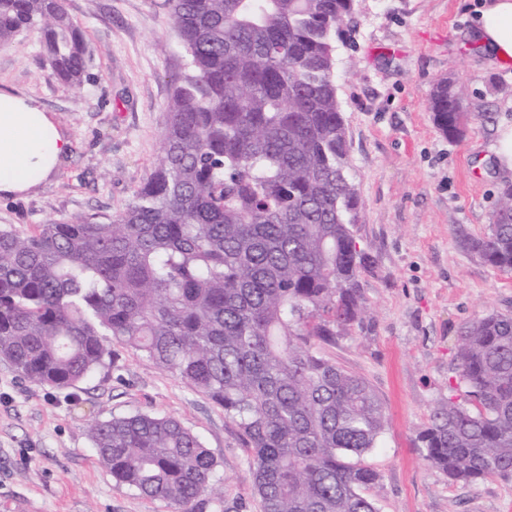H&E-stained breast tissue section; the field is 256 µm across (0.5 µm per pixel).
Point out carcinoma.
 I'll return each instance as SVG.
<instances>
[{
  "label": "carcinoma",
  "mask_w": 512,
  "mask_h": 512,
  "mask_svg": "<svg viewBox=\"0 0 512 512\" xmlns=\"http://www.w3.org/2000/svg\"><path fill=\"white\" fill-rule=\"evenodd\" d=\"M188 56L174 84L161 155L125 210L0 225V361L41 387L72 388L134 349L224 408L252 461L263 512H378L376 448L385 408L372 386L326 357L366 315L370 264L353 226L359 197L336 86V34L353 0H167ZM40 35L70 87L93 50L66 0H0V46ZM463 91L437 84L431 109L463 135ZM512 272V185L489 231L469 243ZM464 385L417 434L452 482L512 472V315L460 330ZM97 460L119 486L198 512L224 498L216 461L177 419L95 422Z\"/></svg>",
  "instance_id": "1"
}]
</instances>
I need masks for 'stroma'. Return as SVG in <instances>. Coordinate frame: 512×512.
Masks as SVG:
<instances>
[{"mask_svg": "<svg viewBox=\"0 0 512 512\" xmlns=\"http://www.w3.org/2000/svg\"><path fill=\"white\" fill-rule=\"evenodd\" d=\"M481 0H355L336 40V84L360 198L354 234L370 255L361 274L367 315L329 355L366 378L385 404L379 448L360 460L378 478L379 512H512V473L464 485L424 457L416 436L448 396L461 325L512 314V273L468 243L487 233L512 172L494 168L497 130L512 126V66L489 64L471 36ZM95 48L91 78L69 89L43 63L36 33L0 47V91L34 100L69 138L65 162L23 196L0 195V225L121 212L161 154L167 103L187 67L164 0H67ZM444 79L461 85V138L430 108ZM112 366L51 392L0 361V512H168L116 486L89 433L98 420L167 415L217 462L224 499L199 512H260L236 425L202 393L142 354L115 346Z\"/></svg>", "mask_w": 512, "mask_h": 512, "instance_id": "stroma-1", "label": "stroma"}]
</instances>
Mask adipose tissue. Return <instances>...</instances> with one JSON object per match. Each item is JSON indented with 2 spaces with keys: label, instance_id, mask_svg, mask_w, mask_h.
Segmentation results:
<instances>
[{
  "label": "adipose tissue",
  "instance_id": "ef3b65f1",
  "mask_svg": "<svg viewBox=\"0 0 512 512\" xmlns=\"http://www.w3.org/2000/svg\"><path fill=\"white\" fill-rule=\"evenodd\" d=\"M472 33L490 63L512 60V0H485ZM71 143L33 100L0 92V194L28 192L65 161Z\"/></svg>",
  "mask_w": 512,
  "mask_h": 512
}]
</instances>
